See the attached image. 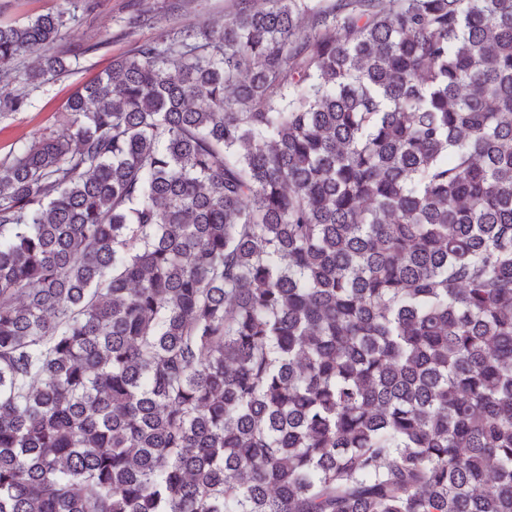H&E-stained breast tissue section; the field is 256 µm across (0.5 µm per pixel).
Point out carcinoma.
I'll list each match as a JSON object with an SVG mask.
<instances>
[{
  "label": "carcinoma",
  "mask_w": 512,
  "mask_h": 512,
  "mask_svg": "<svg viewBox=\"0 0 512 512\" xmlns=\"http://www.w3.org/2000/svg\"><path fill=\"white\" fill-rule=\"evenodd\" d=\"M265 2L0 162V512H512V0Z\"/></svg>",
  "instance_id": "cac0c4a2"
}]
</instances>
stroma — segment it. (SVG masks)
Wrapping results in <instances>:
<instances>
[{
  "label": "stroma",
  "mask_w": 512,
  "mask_h": 512,
  "mask_svg": "<svg viewBox=\"0 0 512 512\" xmlns=\"http://www.w3.org/2000/svg\"><path fill=\"white\" fill-rule=\"evenodd\" d=\"M172 0H0V22L12 24L66 11L68 21L55 49L68 57L72 71L40 86L30 85L27 73L34 56L17 63L0 80V161L11 159L34 138L60 129L75 90L95 81L113 58L128 54L146 41L159 39L174 23L219 27L231 14V0H187L180 13ZM149 18V25L127 28L129 16ZM25 96L18 109L4 108V101Z\"/></svg>",
  "instance_id": "35a3bbf8"
}]
</instances>
